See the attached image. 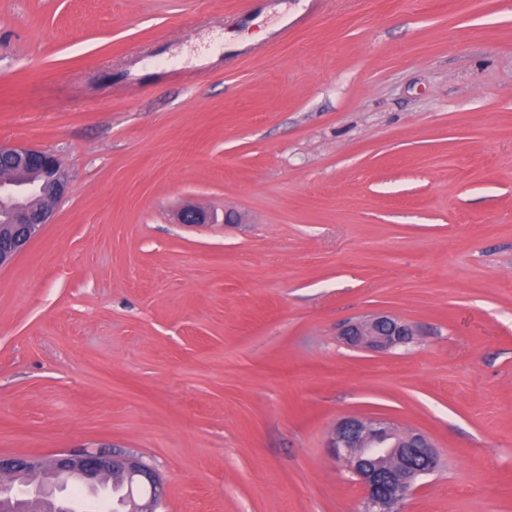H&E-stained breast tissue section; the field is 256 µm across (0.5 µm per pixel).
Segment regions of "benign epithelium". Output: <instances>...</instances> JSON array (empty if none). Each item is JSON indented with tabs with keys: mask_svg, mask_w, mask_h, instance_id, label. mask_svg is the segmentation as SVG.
I'll return each mask as SVG.
<instances>
[{
	"mask_svg": "<svg viewBox=\"0 0 512 512\" xmlns=\"http://www.w3.org/2000/svg\"><path fill=\"white\" fill-rule=\"evenodd\" d=\"M71 191L56 156L44 150L0 144V267L10 264L49 223L55 204ZM353 348L387 350L406 345L413 330L390 315L349 322L343 330ZM328 447L345 460L363 492V512H399L432 474L439 458L429 436L387 417L347 416L336 423ZM95 485L115 479L125 512H157L165 489L157 473L133 455L82 450L48 460L0 456V512L48 496L36 476Z\"/></svg>",
	"mask_w": 512,
	"mask_h": 512,
	"instance_id": "1",
	"label": "benign epithelium"
}]
</instances>
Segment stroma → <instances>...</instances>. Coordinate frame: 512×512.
Wrapping results in <instances>:
<instances>
[{
  "label": "stroma",
  "mask_w": 512,
  "mask_h": 512,
  "mask_svg": "<svg viewBox=\"0 0 512 512\" xmlns=\"http://www.w3.org/2000/svg\"><path fill=\"white\" fill-rule=\"evenodd\" d=\"M1 143L71 183L0 268L1 455L360 512L328 433L383 416L440 457L403 512H512V0H0ZM343 336L353 348L387 350L410 343L413 330L398 318L380 314L349 322L344 327Z\"/></svg>",
  "instance_id": "1"
}]
</instances>
